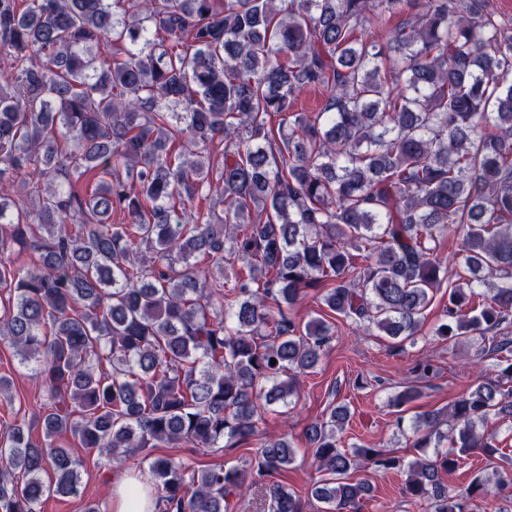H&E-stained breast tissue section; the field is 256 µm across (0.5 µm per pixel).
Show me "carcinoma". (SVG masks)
Wrapping results in <instances>:
<instances>
[{"instance_id": "cac0c4a2", "label": "carcinoma", "mask_w": 512, "mask_h": 512, "mask_svg": "<svg viewBox=\"0 0 512 512\" xmlns=\"http://www.w3.org/2000/svg\"><path fill=\"white\" fill-rule=\"evenodd\" d=\"M215 2L0 0V187L16 189L0 252L37 255L0 259V342L46 394L43 441L24 419L0 431V512L79 494L69 437L107 458L255 437L330 341L325 318L291 317L306 290L401 344L446 281L433 335L488 337L494 378L414 416L412 461L338 447L350 410L334 407L305 432L327 475L310 494L360 512L359 468L406 474L434 512L512 492L503 466L444 481L473 450L502 454L487 422L512 420V30L482 0ZM307 87L325 99L310 114ZM214 192L224 215L187 222ZM420 396H394L398 429ZM295 460L268 438L257 471ZM149 470L156 512H241L249 492L236 468ZM269 512L303 503L277 485Z\"/></svg>"}]
</instances>
